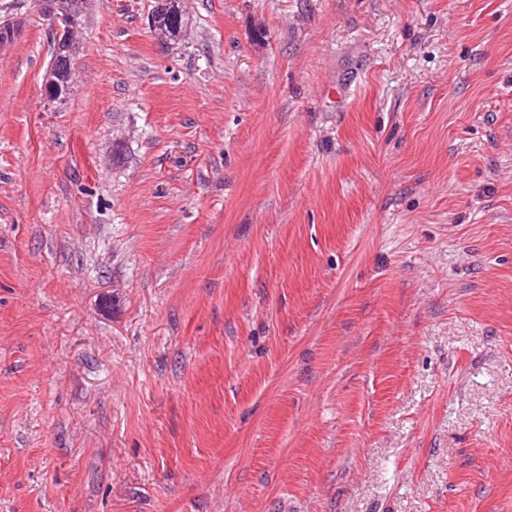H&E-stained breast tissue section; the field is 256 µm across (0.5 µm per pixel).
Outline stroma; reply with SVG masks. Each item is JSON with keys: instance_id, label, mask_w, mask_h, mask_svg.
<instances>
[{"instance_id": "stroma-1", "label": "stroma", "mask_w": 512, "mask_h": 512, "mask_svg": "<svg viewBox=\"0 0 512 512\" xmlns=\"http://www.w3.org/2000/svg\"><path fill=\"white\" fill-rule=\"evenodd\" d=\"M0 0V512H512V0ZM89 2V0H60L56 2L55 8H53V14L56 16H54L55 20L61 19L62 23L57 25L52 53L54 51V57L58 53L59 56H63V63L67 69L63 71L64 87L62 89L58 80L60 73L56 68L57 64L52 61L45 75V85L61 88L64 95L70 93L75 83L76 68L74 67V58L76 43L73 39V32L75 31L73 25L76 24L77 17L83 14Z\"/></svg>"}]
</instances>
